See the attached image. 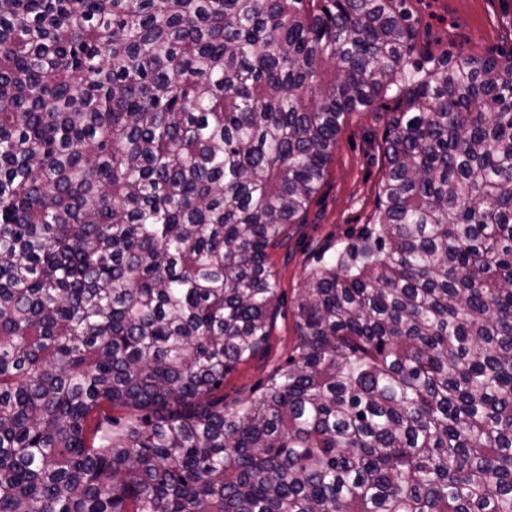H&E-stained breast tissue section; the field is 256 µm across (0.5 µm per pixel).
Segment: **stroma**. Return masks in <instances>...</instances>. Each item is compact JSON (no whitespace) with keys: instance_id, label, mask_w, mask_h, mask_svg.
I'll return each mask as SVG.
<instances>
[{"instance_id":"1","label":"stroma","mask_w":512,"mask_h":512,"mask_svg":"<svg viewBox=\"0 0 512 512\" xmlns=\"http://www.w3.org/2000/svg\"><path fill=\"white\" fill-rule=\"evenodd\" d=\"M411 5L421 20L419 45L423 50L490 55L512 47V0H411ZM393 107V102L386 101L347 120L307 211L269 249L278 295L271 309L270 337L259 355L225 378L227 407L259 397L271 369L292 355L297 340L294 301L319 254L358 241L374 223L384 173L378 145Z\"/></svg>"}]
</instances>
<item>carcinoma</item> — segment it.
<instances>
[{"label":"carcinoma","mask_w":512,"mask_h":512,"mask_svg":"<svg viewBox=\"0 0 512 512\" xmlns=\"http://www.w3.org/2000/svg\"><path fill=\"white\" fill-rule=\"evenodd\" d=\"M408 0H0V512H512V50ZM378 215L224 407L346 120Z\"/></svg>","instance_id":"cac0c4a2"}]
</instances>
